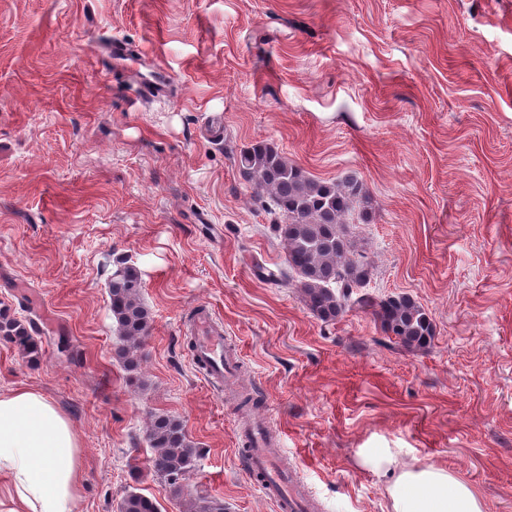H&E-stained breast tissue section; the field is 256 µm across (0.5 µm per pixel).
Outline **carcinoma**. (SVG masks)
<instances>
[{
	"mask_svg": "<svg viewBox=\"0 0 512 512\" xmlns=\"http://www.w3.org/2000/svg\"><path fill=\"white\" fill-rule=\"evenodd\" d=\"M236 163L251 183L254 193L268 199L281 217L276 231L286 248V261L297 279L275 273L267 278L300 291L309 311L324 324L334 323L349 307L371 313L382 331L406 348L422 349L434 336L430 315L411 296L399 294L384 299L354 296L369 277L370 264L358 255L355 242L344 224L357 208L371 206L367 189L354 178L318 181L269 143L256 142L242 149ZM112 319L122 345L117 355L124 364H135V354L148 336L151 312L142 299L141 272L133 265L116 262L107 283ZM0 337L17 346L28 358L40 356L38 340L8 310H0ZM149 439L155 454L153 471L175 494L186 488L194 467L195 449L186 438L182 424L168 416L152 420ZM193 512H224V503L197 498ZM119 512H158L149 497L131 492L122 498Z\"/></svg>",
	"mask_w": 512,
	"mask_h": 512,
	"instance_id": "carcinoma-1",
	"label": "carcinoma"
}]
</instances>
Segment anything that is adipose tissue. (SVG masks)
Wrapping results in <instances>:
<instances>
[{
	"instance_id": "1",
	"label": "adipose tissue",
	"mask_w": 512,
	"mask_h": 512,
	"mask_svg": "<svg viewBox=\"0 0 512 512\" xmlns=\"http://www.w3.org/2000/svg\"><path fill=\"white\" fill-rule=\"evenodd\" d=\"M371 467L394 472L386 492L391 512H484L479 493L434 464L395 468L389 454ZM81 459L70 422L41 393L0 394V512H79Z\"/></svg>"
}]
</instances>
